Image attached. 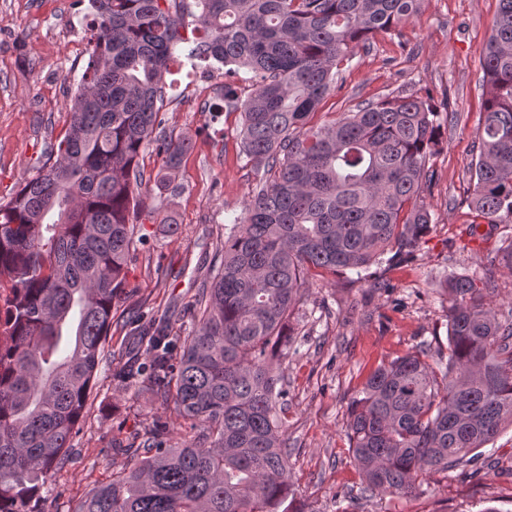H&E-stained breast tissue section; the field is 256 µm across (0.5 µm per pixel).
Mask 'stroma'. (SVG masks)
Here are the masks:
<instances>
[{"mask_svg": "<svg viewBox=\"0 0 512 512\" xmlns=\"http://www.w3.org/2000/svg\"><path fill=\"white\" fill-rule=\"evenodd\" d=\"M498 0H425L420 18L374 36L342 66L343 86L324 98L313 123L398 94L430 99L440 126L429 158L435 179L422 199L428 233L407 262L362 278L355 272L311 275L289 320L282 364L288 392V466L304 512H512V427L469 466L426 476L423 491L361 495L362 477L348 436L349 402L379 365L416 351L448 348L449 276L484 287L495 310L512 307V224H487L468 205L476 132L484 120L483 59ZM88 0H0V202L33 175L49 144L70 122L72 96L88 61ZM190 63L174 69L159 116L171 137L192 148L172 183L152 188L135 221L136 250L125 292L74 437L69 462L49 481L44 512H76L97 481L131 465L113 439L139 441L152 419L169 423V443L194 434L150 393L115 376L119 355L136 352L130 329L141 315L165 317L172 330L190 323L189 309L208 282L224 241L263 176L243 154L240 112L224 108V73L198 81ZM173 215L179 230L161 219Z\"/></svg>", "mask_w": 512, "mask_h": 512, "instance_id": "obj_1", "label": "stroma"}]
</instances>
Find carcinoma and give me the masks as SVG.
<instances>
[{
  "mask_svg": "<svg viewBox=\"0 0 512 512\" xmlns=\"http://www.w3.org/2000/svg\"><path fill=\"white\" fill-rule=\"evenodd\" d=\"M89 58L71 121L45 163L0 203V512H41L84 418L112 305L136 249V192L166 186L187 138L157 132L177 52L224 66V107L269 177L224 235L192 327L137 330L144 358L116 371L197 431L168 445L155 420L132 467L94 487L78 512H303L280 415L288 319L311 270L361 273L407 260L426 235L436 110L413 95L310 124L340 64L425 0H89ZM250 73L242 99L232 78ZM484 121L469 206L512 223V0H499L484 61ZM154 147L163 165L141 167ZM448 356L421 349L377 367L348 407L365 486L412 494L512 426V310L451 276Z\"/></svg>",
  "mask_w": 512,
  "mask_h": 512,
  "instance_id": "carcinoma-1",
  "label": "carcinoma"
}]
</instances>
